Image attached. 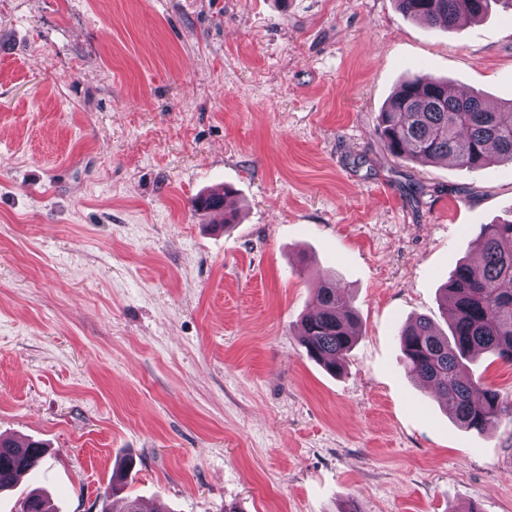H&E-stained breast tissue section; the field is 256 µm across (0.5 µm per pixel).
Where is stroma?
<instances>
[{
	"label": "stroma",
	"instance_id": "stroma-1",
	"mask_svg": "<svg viewBox=\"0 0 512 512\" xmlns=\"http://www.w3.org/2000/svg\"><path fill=\"white\" fill-rule=\"evenodd\" d=\"M512 101V13L455 29L396 0H0V436L45 441L0 512H512V423L453 422L402 324L512 165L389 156L409 76ZM232 191L223 228L196 197ZM360 317L343 373L298 324L322 274ZM133 466V461L129 460L127 463L120 466L117 473L112 474V483L106 488L102 497V508H106L105 512H111L107 502L112 497V512H143L139 506L136 498L124 497L123 506L114 508L116 498L125 490L126 480L128 478L129 470Z\"/></svg>",
	"mask_w": 512,
	"mask_h": 512
}]
</instances>
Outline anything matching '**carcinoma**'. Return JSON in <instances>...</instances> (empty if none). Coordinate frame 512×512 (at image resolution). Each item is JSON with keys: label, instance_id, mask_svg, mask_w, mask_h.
Returning a JSON list of instances; mask_svg holds the SVG:
<instances>
[{"label": "carcinoma", "instance_id": "1", "mask_svg": "<svg viewBox=\"0 0 512 512\" xmlns=\"http://www.w3.org/2000/svg\"><path fill=\"white\" fill-rule=\"evenodd\" d=\"M403 14L429 25L453 28L463 19H478L512 0H397ZM377 134L388 154L421 163L443 158L471 171L490 164L512 165V103L498 110L485 107L475 93L457 96L448 82L415 75L400 86L380 112ZM477 262L459 264L444 288L453 316L450 335L427 318L404 324L398 342L408 374L419 379L461 427L491 431L512 422V399L476 378L467 362L483 350L512 364V218L484 224L471 241ZM316 311L300 322L307 353L327 371L343 370L356 337L358 316L349 299L327 279L316 289ZM46 447L39 441L20 446L0 438V491L15 485L16 473L41 464ZM133 461L120 466L102 497L105 512H143L135 498L109 509L126 486ZM22 512H52L41 493L30 494Z\"/></svg>", "mask_w": 512, "mask_h": 512}]
</instances>
